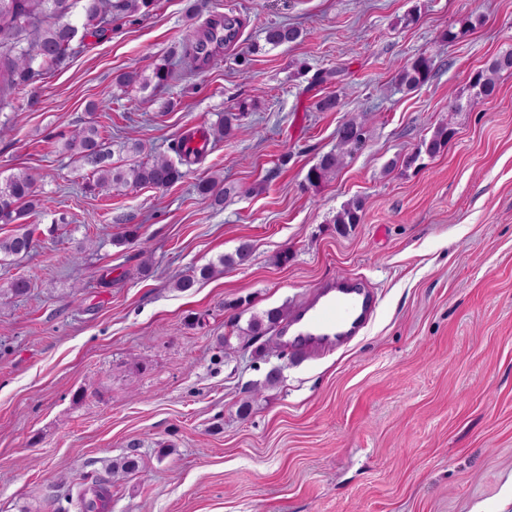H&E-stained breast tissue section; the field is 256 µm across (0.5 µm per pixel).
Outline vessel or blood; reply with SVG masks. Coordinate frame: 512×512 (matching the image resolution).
<instances>
[{"mask_svg": "<svg viewBox=\"0 0 512 512\" xmlns=\"http://www.w3.org/2000/svg\"><path fill=\"white\" fill-rule=\"evenodd\" d=\"M377 305L375 292L364 279L327 282L289 314L278 339L297 358H310L360 335L372 322Z\"/></svg>", "mask_w": 512, "mask_h": 512, "instance_id": "vessel-or-blood-1", "label": "vessel or blood"}]
</instances>
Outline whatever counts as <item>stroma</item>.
<instances>
[{"mask_svg":"<svg viewBox=\"0 0 512 512\" xmlns=\"http://www.w3.org/2000/svg\"><path fill=\"white\" fill-rule=\"evenodd\" d=\"M470 14L481 24L443 41ZM224 15L243 22L236 45L184 71L185 45ZM281 23L299 39L266 44ZM510 49L512 0H155L73 41L0 112V178H35L41 230L0 261L1 289L30 283L0 297V512H78L127 455L139 467L111 477L108 512H512V74L490 99L468 88ZM421 53L430 80L400 87L397 67ZM161 64L174 69L161 91L113 90ZM336 69L340 83L311 85ZM330 94L336 109L318 111ZM456 98L463 109L449 111ZM243 100L257 106L234 136L166 189L89 190L90 166L62 148L91 122L113 162L129 135L142 160L170 157ZM350 119L362 147L307 188ZM442 123L447 148L402 168ZM211 176L229 189L217 208L196 191ZM357 198L361 223L338 234L334 216ZM133 224L140 237L124 242ZM244 241L249 262L174 288ZM356 275L377 315L333 352L302 362L276 334L232 335ZM216 271V265L210 263L202 267L196 268L191 274H185L177 278L173 282V286L176 290L182 293L192 291L199 284L200 281L209 279Z\"/></svg>","mask_w":512,"mask_h":512,"instance_id":"1","label":"stroma"}]
</instances>
